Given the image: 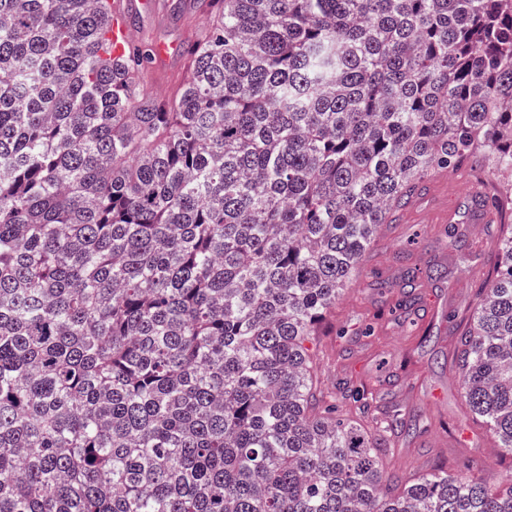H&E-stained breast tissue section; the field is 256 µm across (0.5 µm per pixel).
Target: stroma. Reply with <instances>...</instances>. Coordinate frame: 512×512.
I'll use <instances>...</instances> for the list:
<instances>
[{
    "label": "stroma",
    "instance_id": "stroma-1",
    "mask_svg": "<svg viewBox=\"0 0 512 512\" xmlns=\"http://www.w3.org/2000/svg\"><path fill=\"white\" fill-rule=\"evenodd\" d=\"M164 10L132 16L136 44L191 46L205 21L204 0H166ZM188 56L155 60L147 72L153 94L165 98L179 88ZM429 194H416L394 223L383 225L359 275L336 303L333 333L317 337L313 352L329 391L364 383L373 393L378 422L398 417L405 431L392 437L391 471L449 473L486 477L505 472L507 461L485 429L474 424L459 386L455 336L471 317L476 289L498 258L495 224H448L445 214L478 179L470 168L429 178ZM419 270L414 295L423 318L405 326L394 307L403 295L402 272ZM438 268L442 277H430ZM383 289L370 288L372 280Z\"/></svg>",
    "mask_w": 512,
    "mask_h": 512
}]
</instances>
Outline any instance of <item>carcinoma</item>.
<instances>
[{
	"instance_id": "obj_1",
	"label": "carcinoma",
	"mask_w": 512,
	"mask_h": 512,
	"mask_svg": "<svg viewBox=\"0 0 512 512\" xmlns=\"http://www.w3.org/2000/svg\"><path fill=\"white\" fill-rule=\"evenodd\" d=\"M106 0H0V512H512L392 478L309 343L439 170L512 180V0H208L173 96ZM457 334L512 459V196ZM341 399L370 409L365 385Z\"/></svg>"
}]
</instances>
